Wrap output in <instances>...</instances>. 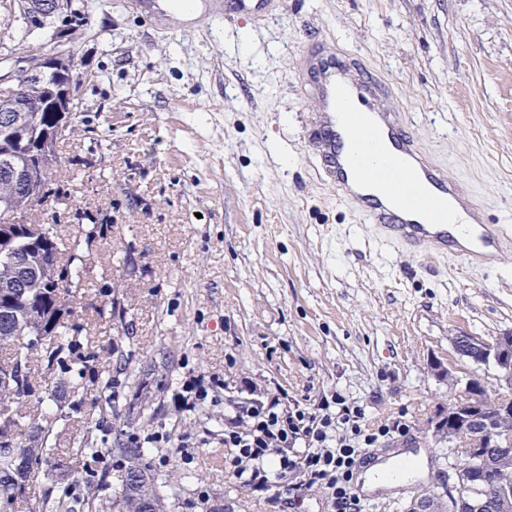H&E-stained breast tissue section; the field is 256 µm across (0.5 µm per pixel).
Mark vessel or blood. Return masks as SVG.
Instances as JSON below:
<instances>
[{
  "instance_id": "1",
  "label": "vessel or blood",
  "mask_w": 512,
  "mask_h": 512,
  "mask_svg": "<svg viewBox=\"0 0 512 512\" xmlns=\"http://www.w3.org/2000/svg\"><path fill=\"white\" fill-rule=\"evenodd\" d=\"M276 0H202L213 17L226 8L249 18H266ZM309 93L319 104L313 148L325 175L340 199L381 233L387 245L403 247L434 263L456 259L477 268L496 263L512 249V226L487 224L475 196L460 195L407 130L398 113L385 109L389 87L371 72L361 70L357 58L328 51L323 44L302 51ZM379 151L385 167L401 168L440 208L462 203L471 221L421 219L419 212L389 194L375 195L359 188L362 162Z\"/></svg>"
}]
</instances>
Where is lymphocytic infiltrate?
Listing matches in <instances>:
<instances>
[{
    "mask_svg": "<svg viewBox=\"0 0 512 512\" xmlns=\"http://www.w3.org/2000/svg\"><path fill=\"white\" fill-rule=\"evenodd\" d=\"M406 432L398 419L366 428L363 408L339 396L310 411L286 408L276 395L224 417L229 468L241 484L261 496L294 474L307 486L326 489L333 512H362L350 492L359 456L381 438Z\"/></svg>",
    "mask_w": 512,
    "mask_h": 512,
    "instance_id": "lymphocytic-infiltrate-1",
    "label": "lymphocytic infiltrate"
}]
</instances>
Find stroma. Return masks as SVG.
Returning <instances> with one entry per match:
<instances>
[{"mask_svg":"<svg viewBox=\"0 0 512 512\" xmlns=\"http://www.w3.org/2000/svg\"><path fill=\"white\" fill-rule=\"evenodd\" d=\"M72 9L81 30L28 37L82 79L80 132L56 150L57 193L39 216L65 235L79 211L100 226V261L66 316L97 358L44 405L76 410L48 438L55 460L78 477V444L157 433L171 447L144 452L167 512H286L293 497L295 512H331L325 489L293 475L252 495L225 469L222 438L235 404L276 393L313 408L339 394L368 424L408 426L368 457L428 459L426 478L372 491L365 512L446 494L455 457L435 424L468 379L498 375L455 340L512 333V251L471 270L382 247L311 151L318 105L300 53L325 39L362 59L449 181L490 223L512 222V0H285L259 22L158 18L122 0ZM137 390L152 415L129 426Z\"/></svg>","mask_w":512,"mask_h":512,"instance_id":"35a3bbf8","label":"stroma"}]
</instances>
